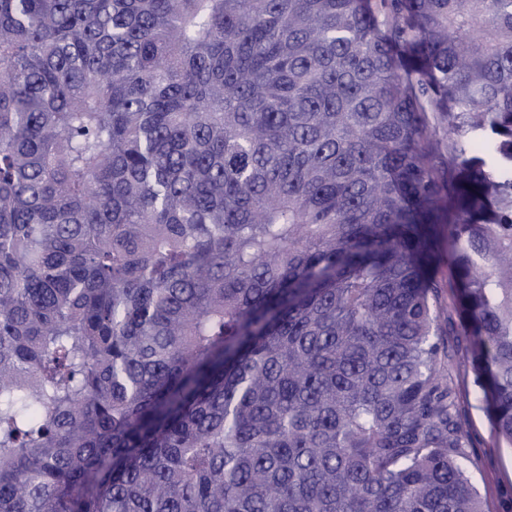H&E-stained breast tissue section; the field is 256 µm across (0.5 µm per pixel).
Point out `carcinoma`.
<instances>
[{"instance_id": "carcinoma-1", "label": "carcinoma", "mask_w": 512, "mask_h": 512, "mask_svg": "<svg viewBox=\"0 0 512 512\" xmlns=\"http://www.w3.org/2000/svg\"><path fill=\"white\" fill-rule=\"evenodd\" d=\"M461 373L512 448V0H0V512H487Z\"/></svg>"}]
</instances>
